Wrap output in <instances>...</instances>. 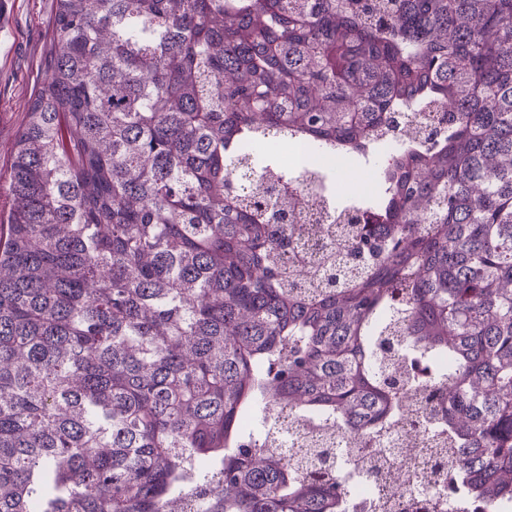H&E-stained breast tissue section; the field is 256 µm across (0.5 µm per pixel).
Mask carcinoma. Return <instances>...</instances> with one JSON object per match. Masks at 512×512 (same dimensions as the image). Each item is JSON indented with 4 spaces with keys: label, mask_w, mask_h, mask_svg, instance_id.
Segmentation results:
<instances>
[{
    "label": "carcinoma",
    "mask_w": 512,
    "mask_h": 512,
    "mask_svg": "<svg viewBox=\"0 0 512 512\" xmlns=\"http://www.w3.org/2000/svg\"><path fill=\"white\" fill-rule=\"evenodd\" d=\"M48 64L0 218V512H360L344 444L411 391L434 505L512 512V0H56ZM404 113L299 277L278 147L367 158ZM282 414L336 450L267 448Z\"/></svg>",
    "instance_id": "cac0c4a2"
}]
</instances>
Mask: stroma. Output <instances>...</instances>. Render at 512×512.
Masks as SVG:
<instances>
[{"label": "stroma", "instance_id": "1", "mask_svg": "<svg viewBox=\"0 0 512 512\" xmlns=\"http://www.w3.org/2000/svg\"><path fill=\"white\" fill-rule=\"evenodd\" d=\"M55 0H8L0 10V212L9 208L5 188L16 135L28 102L48 78L46 52Z\"/></svg>", "mask_w": 512, "mask_h": 512}]
</instances>
